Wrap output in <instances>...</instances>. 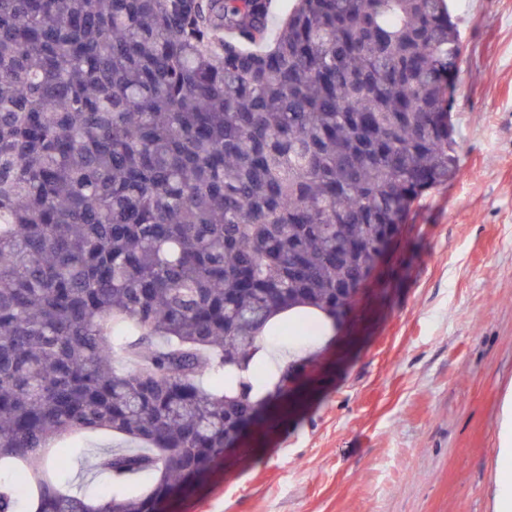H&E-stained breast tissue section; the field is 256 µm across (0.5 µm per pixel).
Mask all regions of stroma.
<instances>
[{"mask_svg":"<svg viewBox=\"0 0 512 512\" xmlns=\"http://www.w3.org/2000/svg\"><path fill=\"white\" fill-rule=\"evenodd\" d=\"M450 7L464 46L457 175L418 203L357 319L264 339L303 368L293 405L162 512H493L512 388V0ZM60 445L59 481L101 496L95 456L123 440L98 430Z\"/></svg>","mask_w":512,"mask_h":512,"instance_id":"35a3bbf8","label":"stroma"}]
</instances>
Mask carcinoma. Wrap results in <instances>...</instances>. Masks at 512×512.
<instances>
[{
  "mask_svg": "<svg viewBox=\"0 0 512 512\" xmlns=\"http://www.w3.org/2000/svg\"><path fill=\"white\" fill-rule=\"evenodd\" d=\"M270 30V0H0V512H158L288 399L293 367L256 398L270 319L345 320L456 175L446 0H292ZM94 430L145 494L51 478Z\"/></svg>",
  "mask_w": 512,
  "mask_h": 512,
  "instance_id": "carcinoma-1",
  "label": "carcinoma"
}]
</instances>
